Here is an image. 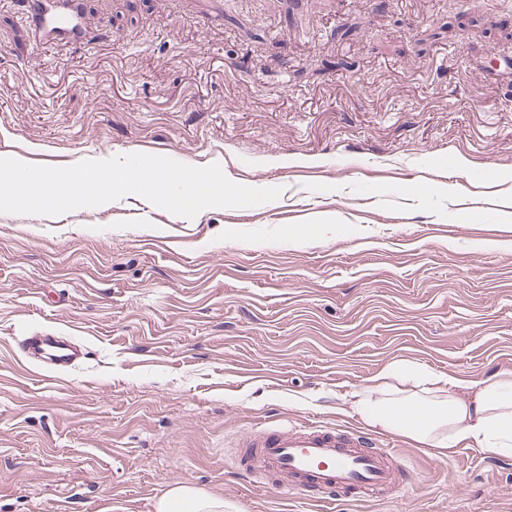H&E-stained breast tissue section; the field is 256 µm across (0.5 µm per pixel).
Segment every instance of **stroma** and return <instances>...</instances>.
Wrapping results in <instances>:
<instances>
[{"mask_svg": "<svg viewBox=\"0 0 512 512\" xmlns=\"http://www.w3.org/2000/svg\"><path fill=\"white\" fill-rule=\"evenodd\" d=\"M0 0V157L220 164L275 201L193 219L0 213V512H323L243 442L316 422L405 469L335 512H512V457L368 428L341 392L404 358L512 372V0H78L45 48ZM51 331L85 359L49 379ZM156 512H223L224 502L190 484L169 487L156 501Z\"/></svg>", "mask_w": 512, "mask_h": 512, "instance_id": "stroma-1", "label": "stroma"}]
</instances>
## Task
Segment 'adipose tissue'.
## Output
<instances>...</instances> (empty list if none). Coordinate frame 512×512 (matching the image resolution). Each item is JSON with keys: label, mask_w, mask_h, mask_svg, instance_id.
<instances>
[{"label": "adipose tissue", "mask_w": 512, "mask_h": 512, "mask_svg": "<svg viewBox=\"0 0 512 512\" xmlns=\"http://www.w3.org/2000/svg\"><path fill=\"white\" fill-rule=\"evenodd\" d=\"M371 427L407 436L448 454L459 446L512 457V373L472 382L406 361L387 364L365 384L343 393ZM156 512H224L223 500L190 484L169 487Z\"/></svg>", "instance_id": "adipose-tissue-1"}]
</instances>
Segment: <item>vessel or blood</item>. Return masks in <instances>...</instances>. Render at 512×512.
<instances>
[{"mask_svg":"<svg viewBox=\"0 0 512 512\" xmlns=\"http://www.w3.org/2000/svg\"><path fill=\"white\" fill-rule=\"evenodd\" d=\"M30 18L49 47L77 38L83 31L82 19L73 7L63 13L35 8ZM31 350L61 368L76 362L71 345L49 333L35 337ZM246 446L247 471L283 475L281 489L289 494L330 489L326 501L334 505L388 490L398 481L387 453L366 450L360 435L351 429L316 423L291 429L268 428L254 433Z\"/></svg>","mask_w":512,"mask_h":512,"instance_id":"1","label":"vessel or blood"}]
</instances>
